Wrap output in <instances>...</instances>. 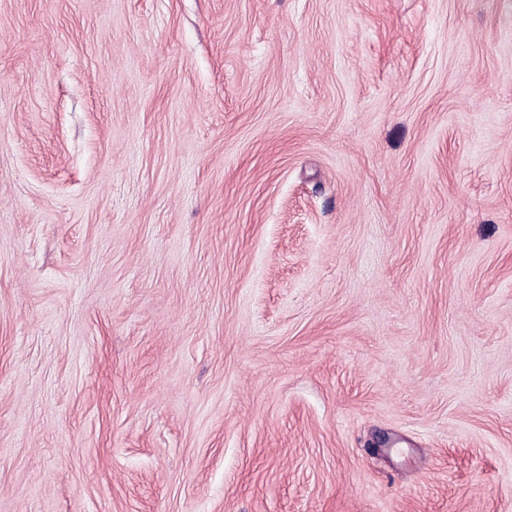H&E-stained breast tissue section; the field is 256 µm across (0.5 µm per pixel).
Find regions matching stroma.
<instances>
[{
	"instance_id": "stroma-1",
	"label": "stroma",
	"mask_w": 512,
	"mask_h": 512,
	"mask_svg": "<svg viewBox=\"0 0 512 512\" xmlns=\"http://www.w3.org/2000/svg\"><path fill=\"white\" fill-rule=\"evenodd\" d=\"M0 512H512V0H0Z\"/></svg>"
}]
</instances>
